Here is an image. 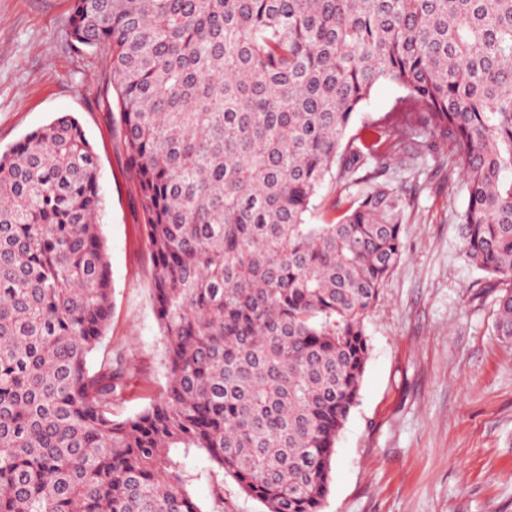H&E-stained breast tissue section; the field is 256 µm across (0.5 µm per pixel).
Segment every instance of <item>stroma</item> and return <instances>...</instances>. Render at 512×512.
<instances>
[{"label": "stroma", "mask_w": 512, "mask_h": 512, "mask_svg": "<svg viewBox=\"0 0 512 512\" xmlns=\"http://www.w3.org/2000/svg\"><path fill=\"white\" fill-rule=\"evenodd\" d=\"M72 0H0V152L72 115L97 157L100 224L112 315L90 365L123 353L137 368L112 405L139 413L167 382L150 297L152 257L124 131L112 110L105 53L67 36ZM404 90L384 81L352 127L393 111ZM388 156L382 182L414 201L403 257L366 320L369 357L359 400L336 442L322 512H512V341L496 334L498 289L462 254L461 166L428 130Z\"/></svg>", "instance_id": "stroma-1"}]
</instances>
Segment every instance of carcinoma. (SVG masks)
<instances>
[{
  "label": "carcinoma",
  "instance_id": "obj_1",
  "mask_svg": "<svg viewBox=\"0 0 512 512\" xmlns=\"http://www.w3.org/2000/svg\"><path fill=\"white\" fill-rule=\"evenodd\" d=\"M112 88L153 254L168 382L88 367L111 316L97 161L64 115L0 153V512H203L173 448L266 512H322L413 201L372 162L427 129L462 164L464 256L512 339V0H72ZM401 111L348 134L376 84ZM363 188L333 224L326 179ZM330 186L324 188L316 200V207L310 216L311 224H326L336 217V212L331 208L334 195L331 193Z\"/></svg>",
  "mask_w": 512,
  "mask_h": 512
}]
</instances>
